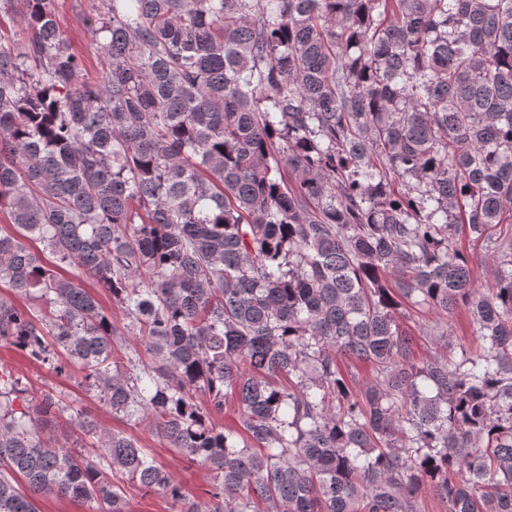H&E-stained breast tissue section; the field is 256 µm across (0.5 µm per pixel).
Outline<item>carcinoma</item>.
I'll use <instances>...</instances> for the list:
<instances>
[{
    "instance_id": "cac0c4a2",
    "label": "carcinoma",
    "mask_w": 512,
    "mask_h": 512,
    "mask_svg": "<svg viewBox=\"0 0 512 512\" xmlns=\"http://www.w3.org/2000/svg\"><path fill=\"white\" fill-rule=\"evenodd\" d=\"M3 16L0 345L213 484L0 360V512H512V0H98L96 80L54 0ZM0 359L10 363L17 372L26 376L31 381L34 391L46 386H53L65 391L70 394L72 399L78 400L76 404L78 407L91 414L106 427L133 435L142 446L150 448L158 463L163 465L183 485L188 497L198 501L208 500L209 473L188 461L185 456L177 453L173 448H169L162 438L152 432L150 426L145 423L127 425L114 419L112 413L97 399L84 394L73 381L48 373L46 369L22 357L6 345L0 346ZM129 499L132 512H171L165 501L144 491L132 490Z\"/></svg>"
}]
</instances>
